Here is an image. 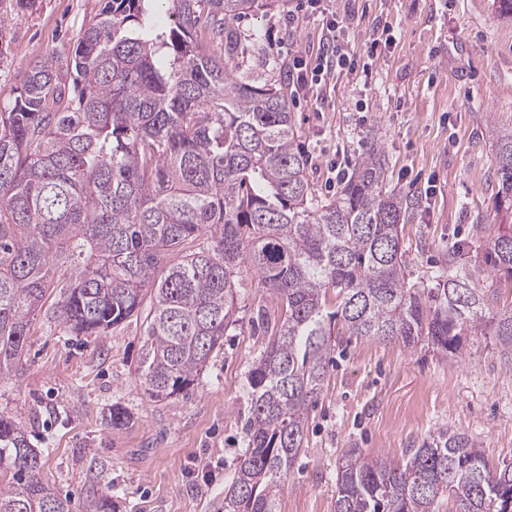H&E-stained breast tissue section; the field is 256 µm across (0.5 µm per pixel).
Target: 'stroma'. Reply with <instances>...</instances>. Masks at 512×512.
Masks as SVG:
<instances>
[{
  "mask_svg": "<svg viewBox=\"0 0 512 512\" xmlns=\"http://www.w3.org/2000/svg\"><path fill=\"white\" fill-rule=\"evenodd\" d=\"M104 0H37L7 13L0 52V103L17 78L49 57L72 64L82 28ZM336 42L352 62L332 67L293 105L316 194L333 197L371 145L387 159L386 190L422 200L402 230L409 280L432 286L451 247L473 267L506 231L489 125L512 128V20L492 0H289L235 21L241 69L259 81L283 78L290 56L314 61L334 14ZM52 292L14 372L0 379V414L21 422L44 456L43 481L85 512L110 486L117 512H224V489L245 447L249 369L262 331L229 330L199 379L157 401L137 383L142 318L110 335H70ZM132 420L110 428L112 405ZM448 427L512 462V360L491 336H464L457 352L426 344L341 335L280 512H334L339 463L348 449L401 461L429 432Z\"/></svg>",
  "mask_w": 512,
  "mask_h": 512,
  "instance_id": "35a3bbf8",
  "label": "stroma"
}]
</instances>
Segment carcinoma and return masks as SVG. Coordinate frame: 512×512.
<instances>
[{"label": "carcinoma", "mask_w": 512, "mask_h": 512, "mask_svg": "<svg viewBox=\"0 0 512 512\" xmlns=\"http://www.w3.org/2000/svg\"><path fill=\"white\" fill-rule=\"evenodd\" d=\"M262 7L107 0L77 36L75 76L38 60L0 107V378L55 282L59 319L77 336H106L152 300L138 382L159 400L193 386L243 320L246 277L275 307L272 318L257 307L269 339L249 370L246 447L224 512H277L335 334L446 352L466 331L512 355V307L494 310L479 274H458L459 251L434 287L409 282L400 236L417 200L383 191L382 149L354 163L335 197L316 195L288 86L258 84L236 62L232 22ZM490 130L509 214L512 129ZM485 266L512 279V231L487 244ZM130 420L121 405L109 411L112 428ZM42 465L23 425L0 415V512H71ZM445 499L455 512H512V463L491 464L446 428L396 464L351 448L335 512H436Z\"/></svg>", "instance_id": "obj_1"}]
</instances>
